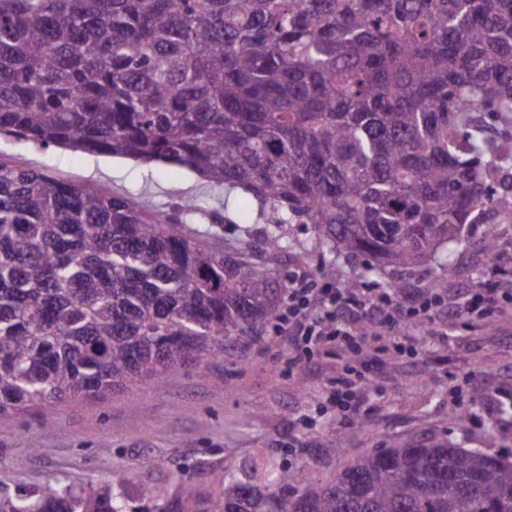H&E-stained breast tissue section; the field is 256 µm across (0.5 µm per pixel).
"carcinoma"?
Masks as SVG:
<instances>
[{"label":"carcinoma","mask_w":512,"mask_h":512,"mask_svg":"<svg viewBox=\"0 0 512 512\" xmlns=\"http://www.w3.org/2000/svg\"><path fill=\"white\" fill-rule=\"evenodd\" d=\"M0 135L192 171L369 261L512 221V0H0ZM148 200L0 160V418L160 382L245 346L271 269ZM221 512H512V459L441 438L326 482L224 475ZM213 512L190 484L161 512ZM0 512H130L112 481Z\"/></svg>","instance_id":"obj_1"}]
</instances>
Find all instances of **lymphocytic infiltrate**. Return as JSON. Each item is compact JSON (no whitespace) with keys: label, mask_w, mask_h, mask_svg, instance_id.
Segmentation results:
<instances>
[{"label":"lymphocytic infiltrate","mask_w":512,"mask_h":512,"mask_svg":"<svg viewBox=\"0 0 512 512\" xmlns=\"http://www.w3.org/2000/svg\"><path fill=\"white\" fill-rule=\"evenodd\" d=\"M511 257L502 250L494 252L473 287L446 301L436 294L425 296L418 288H351L332 281L318 288L308 269L294 270L276 324L277 340L288 349V367L300 370L324 356L344 360L331 399L343 410L345 421H354L368 403L375 374L385 364V353L399 358L426 356L424 343L405 333L409 319L430 322L436 306L443 302L455 327L461 329L502 314L501 302L512 299V287H499L496 275L500 263ZM482 401L484 411L479 415L469 406H460V421L470 426L493 425L504 434L512 432V384L485 387Z\"/></svg>","instance_id":"1"}]
</instances>
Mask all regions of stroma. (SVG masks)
<instances>
[{
    "mask_svg": "<svg viewBox=\"0 0 512 512\" xmlns=\"http://www.w3.org/2000/svg\"><path fill=\"white\" fill-rule=\"evenodd\" d=\"M0 158L48 169L66 182L146 198L169 213L184 201L202 202L194 229L215 234L223 245L247 239L248 257L270 262L282 287L293 267L316 271L330 263L336 280L350 287L398 281L452 292L470 287L489 263L481 224L465 226L449 274L430 263L362 276V260L320 248L309 224L282 225L285 248L274 260L257 202L238 191L224 193L185 169L4 136ZM465 336L459 346L434 345V364L393 360L380 375L379 393L371 397L372 413L346 425L328 399L338 368L335 359L325 357L313 368L289 374L288 352L269 324L256 343L210 359L204 371L181 368L159 383L0 419V481L21 493L48 485L87 489L109 479L130 506L141 507L145 487L153 488L158 503L184 483L218 499L225 472L256 463L265 470L302 466L312 480L324 481L364 449L384 448L393 440L407 446L445 438L512 459V437L501 438L489 425L467 429L457 421L449 398L468 375L473 378L472 404L483 386L512 382V317L477 324ZM104 439L110 442L106 451L99 446Z\"/></svg>",
    "mask_w": 512,
    "mask_h": 512,
    "instance_id": "stroma-1",
    "label": "stroma"
}]
</instances>
